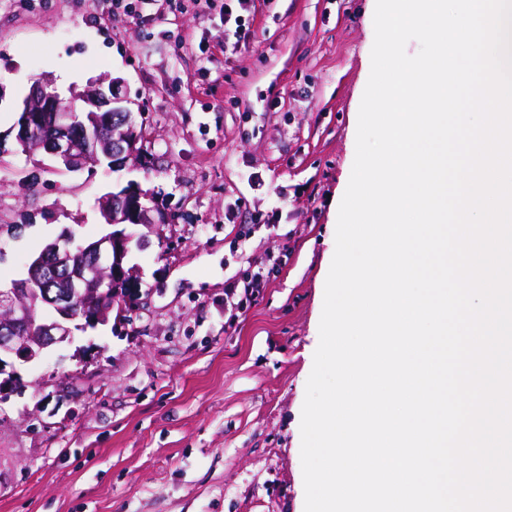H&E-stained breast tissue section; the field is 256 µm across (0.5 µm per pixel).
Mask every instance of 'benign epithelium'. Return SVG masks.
Here are the masks:
<instances>
[{
	"label": "benign epithelium",
	"mask_w": 512,
	"mask_h": 512,
	"mask_svg": "<svg viewBox=\"0 0 512 512\" xmlns=\"http://www.w3.org/2000/svg\"><path fill=\"white\" fill-rule=\"evenodd\" d=\"M119 80L92 79L86 88L70 100L60 98L51 81L32 85L22 101L15 126V140L32 150L42 149L70 171H79L100 159L90 153L89 134L105 129L112 131V149L103 158L114 169L124 168L139 152L128 139V129L137 126L131 112L119 106L123 102ZM126 112L122 124L112 126L114 112ZM142 192L132 184L118 195L104 199L112 224H144L150 228L172 224L174 215L140 204ZM127 238L121 231L102 236L84 249L75 244V236L66 231L50 243L43 256L31 265L29 278L43 283L56 266L73 258L75 251L93 256V263L80 267L78 284L58 288H30L16 282L0 289V372L8 378L0 386V400L11 393H22L16 362L28 363L45 349L70 344L74 331L94 328L108 322L110 308L105 295L119 288L136 285L133 274L123 267ZM52 313L49 321L35 324V303Z\"/></svg>",
	"instance_id": "obj_1"
}]
</instances>
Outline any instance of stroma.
I'll return each instance as SVG.
<instances>
[{
	"label": "stroma",
	"instance_id": "35a3bbf8",
	"mask_svg": "<svg viewBox=\"0 0 512 512\" xmlns=\"http://www.w3.org/2000/svg\"><path fill=\"white\" fill-rule=\"evenodd\" d=\"M224 3L0 0V227L17 229L0 285L63 230L107 233L98 200L128 183L175 217L159 235L128 226L140 298L124 316L18 364L24 388L0 401V512H303L301 410L375 4L253 0L235 51ZM67 71L64 99L121 78L143 124L137 166L71 172L17 149L30 82ZM269 252L266 288L227 322L225 280Z\"/></svg>",
	"mask_w": 512,
	"mask_h": 512
}]
</instances>
